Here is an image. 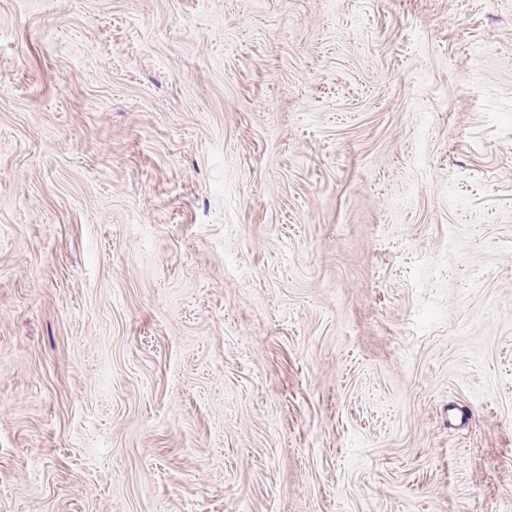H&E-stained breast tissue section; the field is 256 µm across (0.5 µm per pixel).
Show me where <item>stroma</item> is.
I'll use <instances>...</instances> for the list:
<instances>
[{
    "label": "stroma",
    "mask_w": 512,
    "mask_h": 512,
    "mask_svg": "<svg viewBox=\"0 0 512 512\" xmlns=\"http://www.w3.org/2000/svg\"><path fill=\"white\" fill-rule=\"evenodd\" d=\"M0 512H512V0H0Z\"/></svg>",
    "instance_id": "stroma-1"
}]
</instances>
